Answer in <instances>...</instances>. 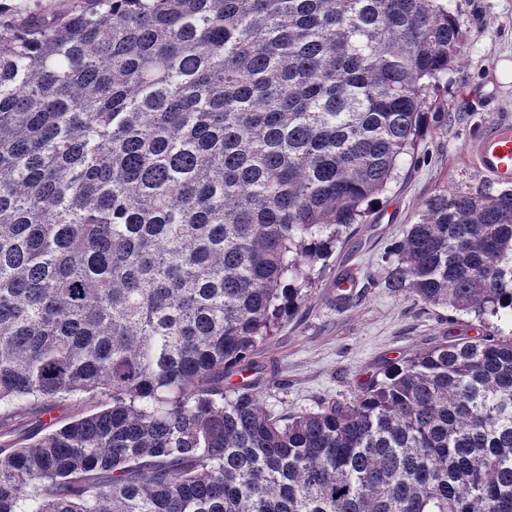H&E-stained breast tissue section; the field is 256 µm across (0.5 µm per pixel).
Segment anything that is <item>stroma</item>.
I'll list each match as a JSON object with an SVG mask.
<instances>
[{
	"instance_id": "35a3bbf8",
	"label": "stroma",
	"mask_w": 512,
	"mask_h": 512,
	"mask_svg": "<svg viewBox=\"0 0 512 512\" xmlns=\"http://www.w3.org/2000/svg\"><path fill=\"white\" fill-rule=\"evenodd\" d=\"M467 31V57L436 92L442 119L430 123L399 177L373 203L308 291L297 315L282 324L257 358L276 380L260 387L277 415L316 409L321 400H347L379 378L391 361L443 337L475 335L466 315H450L405 294L381 288L387 251L414 223L425 203L443 192L498 193L502 183L478 173L467 149L479 130L512 120V0H451ZM359 274V300L337 310L336 279Z\"/></svg>"
}]
</instances>
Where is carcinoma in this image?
<instances>
[{
	"instance_id": "cac0c4a2",
	"label": "carcinoma",
	"mask_w": 512,
	"mask_h": 512,
	"mask_svg": "<svg viewBox=\"0 0 512 512\" xmlns=\"http://www.w3.org/2000/svg\"><path fill=\"white\" fill-rule=\"evenodd\" d=\"M448 0L0 11V512H512V331L283 418L252 356L464 60ZM380 286L512 325V189L426 202Z\"/></svg>"
}]
</instances>
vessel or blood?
I'll use <instances>...</instances> for the list:
<instances>
[{
	"label": "vessel or blood",
	"mask_w": 512,
	"mask_h": 512,
	"mask_svg": "<svg viewBox=\"0 0 512 512\" xmlns=\"http://www.w3.org/2000/svg\"><path fill=\"white\" fill-rule=\"evenodd\" d=\"M473 167L496 180L512 181V123L501 121L485 127L468 149Z\"/></svg>",
	"instance_id": "vessel-or-blood-1"
}]
</instances>
